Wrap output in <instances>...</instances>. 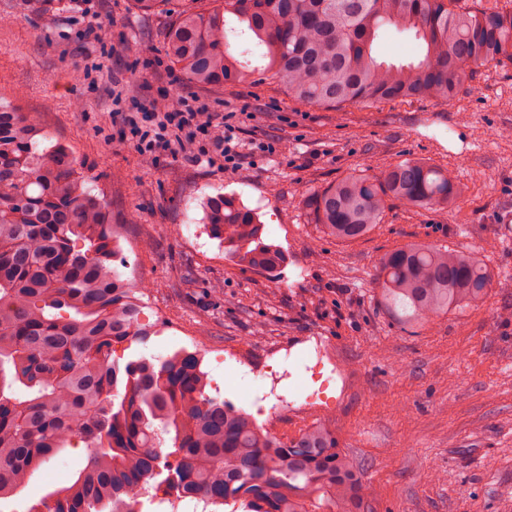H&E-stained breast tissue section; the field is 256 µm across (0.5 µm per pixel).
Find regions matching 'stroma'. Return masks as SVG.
I'll list each match as a JSON object with an SVG mask.
<instances>
[{
  "label": "stroma",
  "instance_id": "obj_1",
  "mask_svg": "<svg viewBox=\"0 0 512 512\" xmlns=\"http://www.w3.org/2000/svg\"><path fill=\"white\" fill-rule=\"evenodd\" d=\"M134 0H0V99L67 141L92 193L103 197L121 250L113 266L134 281L159 335L121 360L197 351L209 395L281 432L325 423L356 463L367 512H512V65L479 68L452 102L372 107L296 104L285 89L201 87L181 77L163 44L174 10ZM105 22L85 36L92 15ZM194 95L234 113L239 170L195 164L185 152L139 154L126 118L141 104ZM407 158L447 168L466 188L445 212L395 204L369 237L325 236L307 196L349 174L378 176ZM234 196L254 211L266 243L284 253L271 273L235 264L205 221L208 200ZM478 254L493 277L478 308L400 323L376 270L416 242ZM321 344L344 380L325 410L276 405L257 416L260 371L277 350ZM86 452L69 447L37 470L18 499L68 483Z\"/></svg>",
  "mask_w": 512,
  "mask_h": 512
}]
</instances>
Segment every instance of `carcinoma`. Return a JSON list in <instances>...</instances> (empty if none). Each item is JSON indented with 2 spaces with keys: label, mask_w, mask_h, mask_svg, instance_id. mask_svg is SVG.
Listing matches in <instances>:
<instances>
[{
  "label": "carcinoma",
  "mask_w": 512,
  "mask_h": 512,
  "mask_svg": "<svg viewBox=\"0 0 512 512\" xmlns=\"http://www.w3.org/2000/svg\"><path fill=\"white\" fill-rule=\"evenodd\" d=\"M178 11L164 51L198 86L274 80L304 106L451 102L467 76L512 64V9L462 0H217ZM261 55L232 46L225 14ZM421 44L418 59H381L385 29ZM16 105L0 104V501L16 496L61 450L89 449L71 481L28 512H127L151 482L232 512H361L366 489L325 426L283 437L206 393L194 352L124 363L118 344L159 330L140 321L132 285L111 266L112 217L71 147ZM462 188L440 167L404 159L380 176H344L307 201L313 221L344 243L365 239L394 203L448 211ZM208 221L238 264L272 272L280 250L251 210L210 201ZM407 323L479 307L491 275L474 254L411 243L377 269Z\"/></svg>",
  "instance_id": "1"
}]
</instances>
